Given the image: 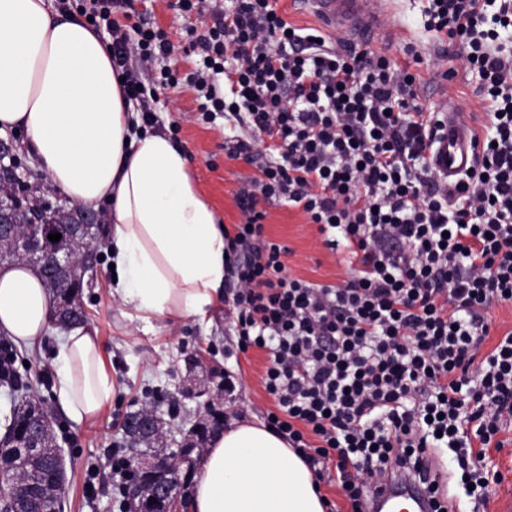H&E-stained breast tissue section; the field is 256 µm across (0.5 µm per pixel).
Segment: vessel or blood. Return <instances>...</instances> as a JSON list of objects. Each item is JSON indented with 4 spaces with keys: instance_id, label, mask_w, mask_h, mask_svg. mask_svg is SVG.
I'll return each mask as SVG.
<instances>
[{
    "instance_id": "obj_1",
    "label": "vessel or blood",
    "mask_w": 512,
    "mask_h": 512,
    "mask_svg": "<svg viewBox=\"0 0 512 512\" xmlns=\"http://www.w3.org/2000/svg\"><path fill=\"white\" fill-rule=\"evenodd\" d=\"M313 11L327 28L344 29L356 40L365 41L380 26V16L385 0H308ZM443 125L432 151V162L442 178L456 181L473 166L477 147L471 126L458 106L441 103ZM444 490H432L429 481L410 475L377 479L368 492V507L375 512L378 504L385 502H407L413 505L433 502L444 497Z\"/></svg>"
}]
</instances>
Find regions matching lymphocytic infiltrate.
I'll list each match as a JSON object with an SVG mask.
<instances>
[{
  "label": "lymphocytic infiltrate",
  "mask_w": 512,
  "mask_h": 512,
  "mask_svg": "<svg viewBox=\"0 0 512 512\" xmlns=\"http://www.w3.org/2000/svg\"><path fill=\"white\" fill-rule=\"evenodd\" d=\"M124 0H89L107 27L113 70L146 124L161 89L193 86L204 118L245 113L228 156L258 163L228 236L224 301L240 352L268 355L269 429L318 480L337 475L351 512L375 478L411 473L423 451L454 452L479 501L483 450L512 421V331L489 352L486 311L512 304V0H430L432 30L457 40L489 125L456 185L431 163L442 120L416 104V79L343 37L295 27L278 0H178L212 17L191 31L198 67L180 80L173 47L148 21L114 19ZM272 140L273 158L257 148ZM301 208L353 264L335 285L293 277L267 240L259 202Z\"/></svg>",
  "instance_id": "lymphocytic-infiltrate-1"
}]
</instances>
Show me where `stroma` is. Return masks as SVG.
Returning a JSON list of instances; mask_svg holds the SVG:
<instances>
[{"mask_svg":"<svg viewBox=\"0 0 512 512\" xmlns=\"http://www.w3.org/2000/svg\"><path fill=\"white\" fill-rule=\"evenodd\" d=\"M174 2L133 0L130 12L133 17L147 18L166 34L173 46L171 63L184 74L192 71L196 62L195 56L184 53L187 30L198 26L199 21L176 10ZM424 6L425 0H390L391 31L377 34L368 48L420 76L419 95L424 107L438 108L444 97H451L473 131L482 133L484 115L477 84L461 67L448 38L427 28ZM159 98L153 132L170 136L183 150L199 191L216 208L225 227L233 228L242 221L236 194L259 175L257 166L228 158L224 149L225 139L244 135V128L221 116L212 121L203 119L190 88L164 90ZM266 211V235L288 247L286 263L292 275L320 284L345 278L347 265L342 254L324 247L317 225L311 224L301 209L272 203ZM99 241L100 261L91 286L83 291V303L88 314L86 327L98 337L115 383L111 406L96 422L83 426L71 422L60 408L53 391V359L60 329L51 328L34 348L18 349L27 376L54 415L56 440L66 463L63 512H121L118 487L122 479L112 469L111 451L119 448L126 456L137 454L136 449L124 445L122 422L128 412L155 401L165 420L167 444L189 439L204 404L182 392L188 360L201 361V378L213 394L223 387L225 374L235 375L232 400L219 403L225 421L262 419L272 404L259 382L266 356L254 350L245 354L238 351L229 305L218 304L205 320L177 325L128 321L121 314L120 301L111 296L108 238L103 235ZM498 438L501 447L487 448L484 460L485 473L500 477L487 512H497L500 500H512V427Z\"/></svg>","mask_w":512,"mask_h":512,"instance_id":"stroma-1","label":"stroma"}]
</instances>
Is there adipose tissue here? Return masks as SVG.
Segmentation results:
<instances>
[{"mask_svg":"<svg viewBox=\"0 0 512 512\" xmlns=\"http://www.w3.org/2000/svg\"><path fill=\"white\" fill-rule=\"evenodd\" d=\"M25 128L53 185L75 202L108 201L112 295L130 320L204 319L224 296V224L182 150L142 128L97 35L53 15L49 0H0V127ZM51 295L25 264L0 267V332L28 347L49 330ZM55 393L69 419L98 420L114 384L99 339L66 331ZM192 512H325L302 457L264 424L213 435Z\"/></svg>","mask_w":512,"mask_h":512,"instance_id":"adipose-tissue-1","label":"adipose tissue"}]
</instances>
